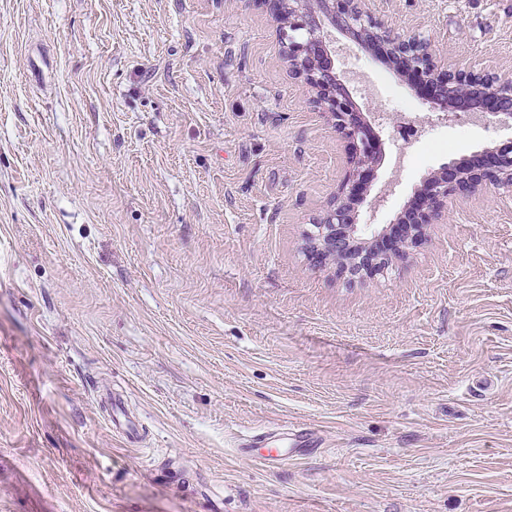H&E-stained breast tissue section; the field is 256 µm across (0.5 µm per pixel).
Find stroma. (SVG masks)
<instances>
[{"label": "stroma", "instance_id": "1", "mask_svg": "<svg viewBox=\"0 0 512 512\" xmlns=\"http://www.w3.org/2000/svg\"><path fill=\"white\" fill-rule=\"evenodd\" d=\"M365 8L512 71V0ZM327 39L383 142L358 223L505 140ZM311 97L259 0H0V512H512V191L338 275L303 249L351 169ZM292 429L320 446L244 451ZM305 438L306 435L303 434H292V437L290 438L292 442V448H266V452L260 454L259 456L260 462L267 467H271L288 460V455L295 452L296 449L300 446H311L310 444H305L308 442L305 440Z\"/></svg>", "mask_w": 512, "mask_h": 512}]
</instances>
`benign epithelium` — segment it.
I'll return each mask as SVG.
<instances>
[{
  "label": "benign epithelium",
  "instance_id": "7a95c632",
  "mask_svg": "<svg viewBox=\"0 0 512 512\" xmlns=\"http://www.w3.org/2000/svg\"><path fill=\"white\" fill-rule=\"evenodd\" d=\"M272 17L288 4V21L279 34L292 74L313 91L312 102L333 119L347 142L352 169L322 219L305 236V250L317 263L340 272L369 275L417 244L424 225L442 218L448 196L470 192L484 183L512 190V137L487 151L485 163L450 160L423 181L418 204L405 209L391 225L358 224L354 204L360 184L373 170L382 140L372 122L356 107L348 89L325 63L328 51L324 23L352 34L358 44L373 48L391 67L410 76L441 106L476 102L469 111L475 122L497 118L512 129V75L450 69L437 58L429 40L401 34L363 8L364 0H264Z\"/></svg>",
  "mask_w": 512,
  "mask_h": 512
}]
</instances>
